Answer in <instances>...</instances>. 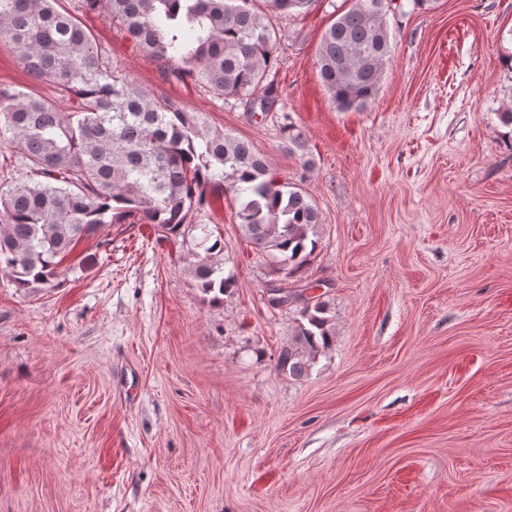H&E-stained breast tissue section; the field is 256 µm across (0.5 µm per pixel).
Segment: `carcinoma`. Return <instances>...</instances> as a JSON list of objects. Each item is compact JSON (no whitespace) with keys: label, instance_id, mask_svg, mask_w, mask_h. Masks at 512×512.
<instances>
[{"label":"carcinoma","instance_id":"1","mask_svg":"<svg viewBox=\"0 0 512 512\" xmlns=\"http://www.w3.org/2000/svg\"><path fill=\"white\" fill-rule=\"evenodd\" d=\"M100 0H0V35L14 46L27 73L76 97L74 110L15 88H0V139L11 149V176L0 182V272L17 288L57 286L61 260L103 224H153L165 236L199 229L192 274L206 293L229 296L223 245L193 216L205 189L222 182L238 203L236 217L252 246L272 256L290 278L319 244L320 212L301 188L279 180L269 161L246 140L211 128L139 86L114 66L77 14ZM107 0L112 21L144 56L176 81L191 80L218 98L250 107L274 104L270 78L281 29L315 0ZM389 0H352L325 29L316 51L322 85L337 109L365 108L376 97L392 53ZM282 132L293 153L307 139L293 122ZM299 317L276 368L293 378L308 372L328 348L334 327L317 297L284 295Z\"/></svg>","mask_w":512,"mask_h":512}]
</instances>
